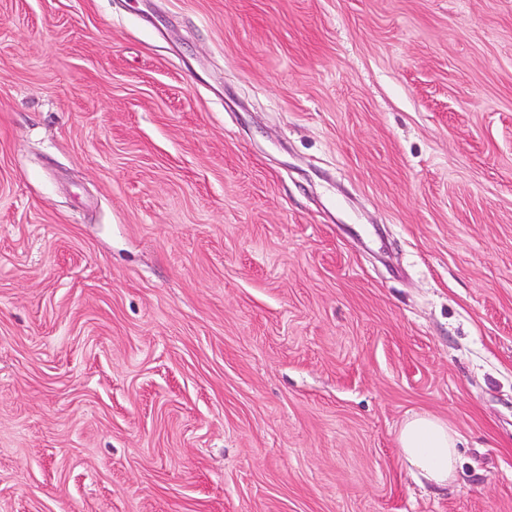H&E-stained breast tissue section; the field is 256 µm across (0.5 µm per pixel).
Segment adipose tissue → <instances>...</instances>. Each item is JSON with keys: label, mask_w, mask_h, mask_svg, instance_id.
Returning a JSON list of instances; mask_svg holds the SVG:
<instances>
[{"label": "adipose tissue", "mask_w": 512, "mask_h": 512, "mask_svg": "<svg viewBox=\"0 0 512 512\" xmlns=\"http://www.w3.org/2000/svg\"><path fill=\"white\" fill-rule=\"evenodd\" d=\"M398 444L403 461L425 480L445 486L459 464V437L447 423L430 414H418L400 427Z\"/></svg>", "instance_id": "1"}]
</instances>
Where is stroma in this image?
<instances>
[{"instance_id": "stroma-1", "label": "stroma", "mask_w": 512, "mask_h": 512, "mask_svg": "<svg viewBox=\"0 0 512 512\" xmlns=\"http://www.w3.org/2000/svg\"><path fill=\"white\" fill-rule=\"evenodd\" d=\"M0 512H512V0H0ZM458 434L430 414H417L400 427L398 444L403 461L425 480L448 486L459 464Z\"/></svg>"}]
</instances>
